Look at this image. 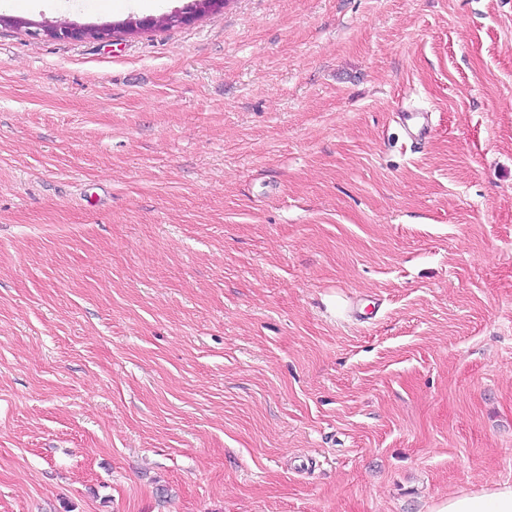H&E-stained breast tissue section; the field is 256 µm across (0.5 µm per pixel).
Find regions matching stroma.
Segmentation results:
<instances>
[{"instance_id":"35a3bbf8","label":"stroma","mask_w":512,"mask_h":512,"mask_svg":"<svg viewBox=\"0 0 512 512\" xmlns=\"http://www.w3.org/2000/svg\"><path fill=\"white\" fill-rule=\"evenodd\" d=\"M492 482L512 0L0 25V512H429ZM225 1V0H224ZM223 0H202L195 1L194 9L191 8L189 12H174L168 15H163L160 18H152L148 20H137L129 18L121 26L115 24H101V25H76L73 23H59V24H35L27 20L12 21L17 26L31 27L38 25L34 35H43L45 38L52 40L61 39H90L100 42H110L116 33V29L121 27L127 32H134L143 27H165L173 26L179 23L189 21L195 14H199L201 8L215 9L223 8ZM199 8V9H198ZM397 118L406 133L416 141H423L430 132V115L428 112L402 111Z\"/></svg>"}]
</instances>
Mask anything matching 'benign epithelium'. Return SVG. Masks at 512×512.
<instances>
[{
	"mask_svg": "<svg viewBox=\"0 0 512 512\" xmlns=\"http://www.w3.org/2000/svg\"><path fill=\"white\" fill-rule=\"evenodd\" d=\"M224 6V0H198L195 8L189 12H174L160 18L148 20L128 19L121 26L114 24L101 25H76L73 23L40 24L34 31L36 36H44L52 40L61 39H90L100 42H110L116 33V29L122 28L127 32H134L143 27H165L184 23L194 15L200 13V9H215Z\"/></svg>",
	"mask_w": 512,
	"mask_h": 512,
	"instance_id": "1",
	"label": "benign epithelium"
}]
</instances>
